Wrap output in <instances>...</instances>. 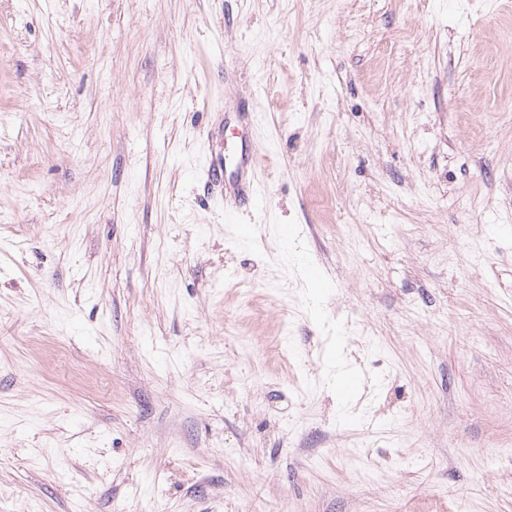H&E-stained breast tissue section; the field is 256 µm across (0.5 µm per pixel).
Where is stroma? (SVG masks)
I'll list each match as a JSON object with an SVG mask.
<instances>
[{
    "label": "stroma",
    "instance_id": "35a3bbf8",
    "mask_svg": "<svg viewBox=\"0 0 512 512\" xmlns=\"http://www.w3.org/2000/svg\"><path fill=\"white\" fill-rule=\"evenodd\" d=\"M0 512H512V0H0ZM242 146L240 156L232 167L228 168L221 160H212L203 172L205 182L215 191H218L222 198H226L228 190L232 189L235 195V201H249L252 196L243 192L247 187L248 191L256 193L252 173L255 163Z\"/></svg>",
    "mask_w": 512,
    "mask_h": 512
}]
</instances>
